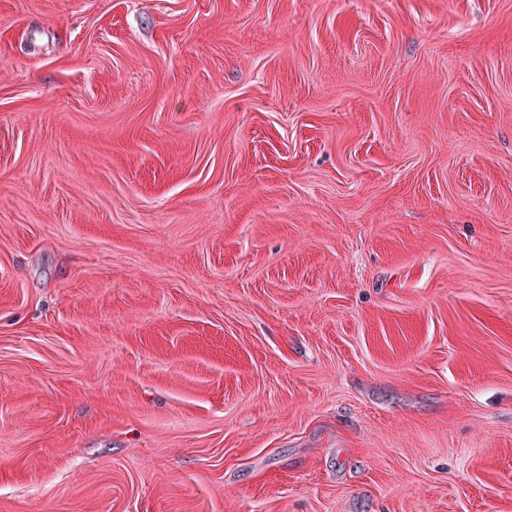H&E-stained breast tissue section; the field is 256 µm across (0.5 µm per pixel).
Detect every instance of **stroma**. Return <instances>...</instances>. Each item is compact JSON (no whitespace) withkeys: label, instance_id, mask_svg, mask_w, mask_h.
Here are the masks:
<instances>
[{"label":"stroma","instance_id":"35a3bbf8","mask_svg":"<svg viewBox=\"0 0 512 512\" xmlns=\"http://www.w3.org/2000/svg\"><path fill=\"white\" fill-rule=\"evenodd\" d=\"M0 512H512V0H0Z\"/></svg>","mask_w":512,"mask_h":512}]
</instances>
